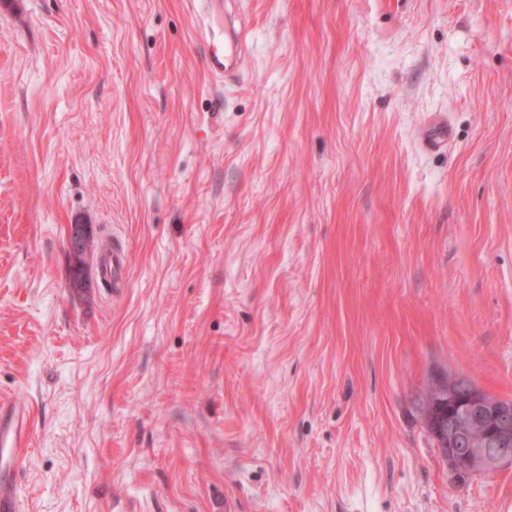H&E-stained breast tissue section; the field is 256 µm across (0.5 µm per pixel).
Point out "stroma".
I'll use <instances>...</instances> for the list:
<instances>
[{
	"instance_id": "35a3bbf8",
	"label": "stroma",
	"mask_w": 512,
	"mask_h": 512,
	"mask_svg": "<svg viewBox=\"0 0 512 512\" xmlns=\"http://www.w3.org/2000/svg\"><path fill=\"white\" fill-rule=\"evenodd\" d=\"M242 3L228 84L193 0H0L22 512H512L418 410L512 400V0ZM78 221L118 289L71 288ZM220 0H198V4H206V12L202 19L201 36L203 40L208 44V66L211 71L219 73L224 76V82L235 81L239 78L246 63L247 53V28L248 23L246 22V14L242 9L241 5L237 2V9L239 19L237 20L238 26L232 27L226 37L224 38L223 44L216 46L214 43L212 33L214 32L213 26L209 25V9L213 10L214 6L220 13ZM210 36V40L208 38ZM128 253L122 246H117L112 243V254L106 259L104 279L106 281H112V288L115 287L121 280L127 264H128Z\"/></svg>"
}]
</instances>
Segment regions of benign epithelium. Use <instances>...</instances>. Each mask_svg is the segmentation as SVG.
I'll return each mask as SVG.
<instances>
[{"label": "benign epithelium", "instance_id": "benign-epithelium-1", "mask_svg": "<svg viewBox=\"0 0 512 512\" xmlns=\"http://www.w3.org/2000/svg\"><path fill=\"white\" fill-rule=\"evenodd\" d=\"M92 241L91 225H70L73 288L86 285ZM423 418L451 480L512 464V401L477 388L466 376L435 375L426 391Z\"/></svg>", "mask_w": 512, "mask_h": 512}]
</instances>
